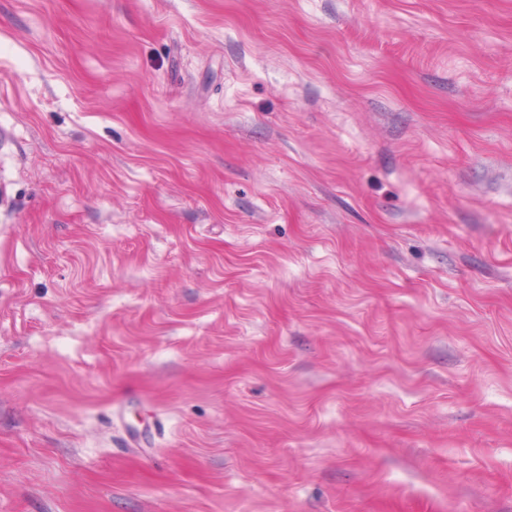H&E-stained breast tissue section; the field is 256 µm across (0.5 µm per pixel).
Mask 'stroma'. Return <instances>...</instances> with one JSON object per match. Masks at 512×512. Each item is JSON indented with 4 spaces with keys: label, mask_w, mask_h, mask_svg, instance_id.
Here are the masks:
<instances>
[{
    "label": "stroma",
    "mask_w": 512,
    "mask_h": 512,
    "mask_svg": "<svg viewBox=\"0 0 512 512\" xmlns=\"http://www.w3.org/2000/svg\"><path fill=\"white\" fill-rule=\"evenodd\" d=\"M0 512H512V0H0Z\"/></svg>",
    "instance_id": "obj_1"
}]
</instances>
